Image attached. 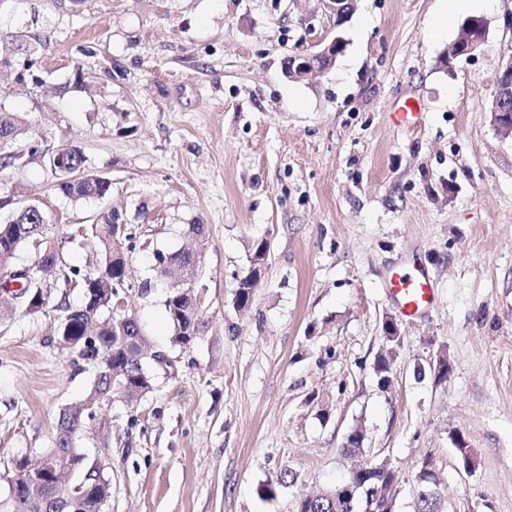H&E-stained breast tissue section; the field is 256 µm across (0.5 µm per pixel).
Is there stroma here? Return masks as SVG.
<instances>
[{"label":"stroma","instance_id":"1","mask_svg":"<svg viewBox=\"0 0 512 512\" xmlns=\"http://www.w3.org/2000/svg\"><path fill=\"white\" fill-rule=\"evenodd\" d=\"M317 11L316 0H0V33L25 28L45 81L0 75V95L112 177L105 203L75 205L35 164L0 176V197L23 183L55 214L49 235L67 264L84 269L97 247L73 230L103 207L122 215L129 303L152 350L171 334L153 255L207 226L203 336L172 351L141 401L102 404L108 428L90 423L78 442L111 480L105 512H296L347 478L354 430L364 460L400 478L394 512H413L426 462L447 512H512V140L487 112L512 58V0L479 8L487 45L449 70L440 55L462 20L437 26L439 0H355L335 68L289 80L283 62L309 43L304 19L324 26ZM409 97L422 118L394 127L388 114ZM261 240L264 276L236 309ZM412 254L437 301L410 321L381 284ZM390 319L401 344L383 390L373 365ZM53 324L52 311L17 309L0 325L1 498L13 461L48 448L60 411L93 382L50 343ZM442 351L447 380L417 377ZM284 471L293 482L262 499Z\"/></svg>","mask_w":512,"mask_h":512}]
</instances>
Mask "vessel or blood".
Listing matches in <instances>:
<instances>
[{
	"mask_svg": "<svg viewBox=\"0 0 512 512\" xmlns=\"http://www.w3.org/2000/svg\"><path fill=\"white\" fill-rule=\"evenodd\" d=\"M382 288L408 318L422 315L437 301L434 282L415 257L407 258L400 267L392 270Z\"/></svg>",
	"mask_w": 512,
	"mask_h": 512,
	"instance_id": "obj_1",
	"label": "vessel or blood"
}]
</instances>
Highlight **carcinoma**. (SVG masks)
I'll return each instance as SVG.
<instances>
[{
	"label": "carcinoma",
	"mask_w": 512,
	"mask_h": 512,
	"mask_svg": "<svg viewBox=\"0 0 512 512\" xmlns=\"http://www.w3.org/2000/svg\"><path fill=\"white\" fill-rule=\"evenodd\" d=\"M34 49L27 45L24 35H15L8 41L0 40V70L8 68L18 78L39 80L34 73ZM26 131L21 115L0 102V174H13L24 157L16 147L18 137ZM41 163L53 190L74 203L103 202L112 192V183L87 166V157L78 148L67 151L66 169L60 170L50 162L48 154L34 157ZM0 210L6 211L0 221V265L11 269L18 266V253L23 249L34 251L31 279L20 282L16 293L28 300L46 288L56 269L66 264L61 252L46 251L47 230L50 226L48 212L38 205L25 204L13 195L0 199ZM123 223L121 215L108 211L98 214L94 222L86 225L82 233L97 240L100 265L93 269L70 267L67 283L74 284L80 293V303L73 305L67 295H61L54 310L55 327L52 335L64 336L76 343L70 350L75 362H83L96 369V375L83 402L65 408L59 413L50 448L51 456L63 458L71 470L88 475L70 487L60 497L50 494L52 475L46 474L28 482L17 484L14 495L0 501V512H96V505L106 502L111 495V481L90 469L85 454L76 447V439L89 415L96 412L99 403L121 395L138 400L155 389V375L145 363L147 339L138 315L132 308L114 309L115 302L128 297L132 290L129 281L127 255L114 254L115 244L125 245L133 239L130 227L123 235H116V225ZM156 272L168 282L163 306L171 328L170 347L187 349L203 335L206 321L203 313L193 303L199 285V261L182 250L157 251L154 254ZM95 288H105L101 304L88 305ZM390 349L375 360L374 370L379 386L391 385L390 362L400 345V335L389 325H384ZM364 435L350 433L341 451L350 457L363 454ZM417 490L414 512H444L443 497L436 487L434 473L423 465L416 475ZM346 483L357 487L355 498L343 496L337 488L300 499L298 512H356L358 497L378 487L391 489L397 495L398 477L388 468L366 470L356 467Z\"/></svg>",
	"instance_id": "obj_1"
}]
</instances>
